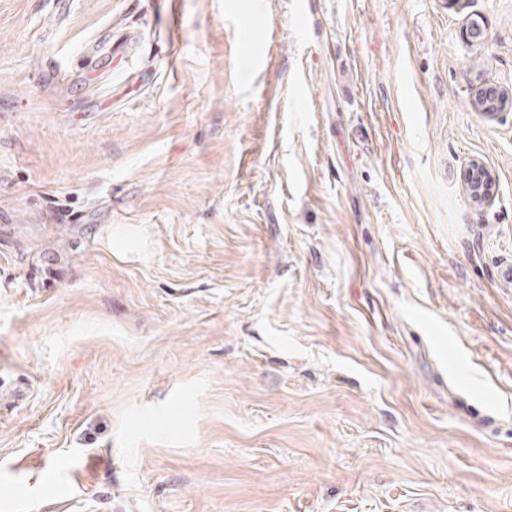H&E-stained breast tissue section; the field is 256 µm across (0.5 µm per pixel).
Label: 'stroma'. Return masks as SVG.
<instances>
[{"instance_id": "1", "label": "stroma", "mask_w": 512, "mask_h": 512, "mask_svg": "<svg viewBox=\"0 0 512 512\" xmlns=\"http://www.w3.org/2000/svg\"><path fill=\"white\" fill-rule=\"evenodd\" d=\"M492 88L512 0H0V512H512ZM474 104L480 111L485 112L487 116H493L497 114L500 108L512 105V95L496 88L486 90L484 93L476 96ZM463 182L469 194L476 201H481L492 195L490 181L485 176L481 164L477 161L471 162L463 172Z\"/></svg>"}]
</instances>
